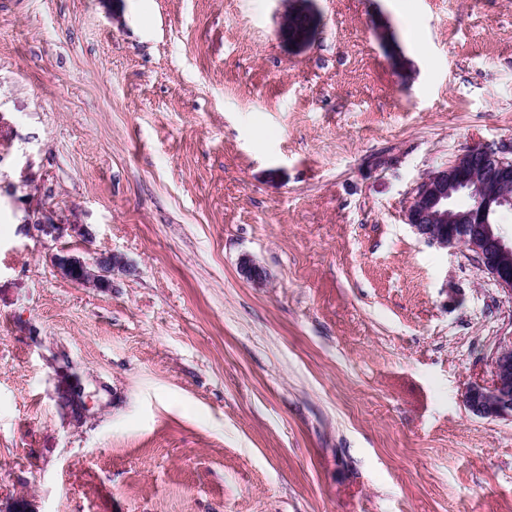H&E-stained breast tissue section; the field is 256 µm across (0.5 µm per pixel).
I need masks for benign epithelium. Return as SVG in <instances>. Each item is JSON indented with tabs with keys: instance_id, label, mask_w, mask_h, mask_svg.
I'll use <instances>...</instances> for the list:
<instances>
[{
	"instance_id": "benign-epithelium-1",
	"label": "benign epithelium",
	"mask_w": 512,
	"mask_h": 512,
	"mask_svg": "<svg viewBox=\"0 0 512 512\" xmlns=\"http://www.w3.org/2000/svg\"><path fill=\"white\" fill-rule=\"evenodd\" d=\"M504 211L512 212V149L478 147L425 173L412 189L405 220L424 241L471 255L501 298L512 302V240L490 221V215ZM51 262L73 284L96 289L111 287L112 272L125 268L124 260L112 252L88 259L56 254ZM239 269L249 280L265 278L249 257L241 260ZM491 365V382L469 384L465 405L480 418L512 420V333L498 338ZM57 377V394L69 403L74 417H86L89 405L77 377L66 368L57 371Z\"/></svg>"
}]
</instances>
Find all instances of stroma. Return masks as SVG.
Returning a JSON list of instances; mask_svg holds the SVG:
<instances>
[{"label":"stroma","instance_id":"obj_1","mask_svg":"<svg viewBox=\"0 0 512 512\" xmlns=\"http://www.w3.org/2000/svg\"><path fill=\"white\" fill-rule=\"evenodd\" d=\"M509 142L512 0H0V512H512V305L405 221ZM53 267L62 276L77 286L105 289L111 287L112 272L124 269V260L115 253H93L84 259L69 254H55ZM491 365V382L469 384L464 392L465 405L480 418L512 420V333L498 338ZM57 377L59 378L57 386L58 398L60 399V396H64L60 400L69 403V410L77 420L86 417L89 405L84 399L77 377L71 374L67 368L58 370Z\"/></svg>","mask_w":512,"mask_h":512}]
</instances>
